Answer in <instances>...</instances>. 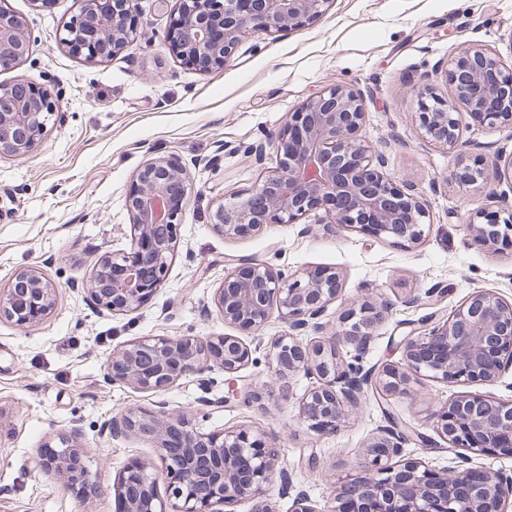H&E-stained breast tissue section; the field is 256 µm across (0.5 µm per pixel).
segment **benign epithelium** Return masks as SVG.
I'll return each instance as SVG.
<instances>
[{
  "instance_id": "benign-epithelium-1",
  "label": "benign epithelium",
  "mask_w": 512,
  "mask_h": 512,
  "mask_svg": "<svg viewBox=\"0 0 512 512\" xmlns=\"http://www.w3.org/2000/svg\"><path fill=\"white\" fill-rule=\"evenodd\" d=\"M168 15L165 37L185 66L209 71L226 64L249 34L278 37L320 19L333 0H178ZM143 22L134 0H86L81 12L62 26L60 41L89 61L110 58L141 36ZM29 36L24 20L0 6V67L24 59ZM461 107L435 96L420 98L421 135L456 147L470 118L489 128L512 127V68L491 53L473 48L446 68ZM54 112L48 88L25 81L0 86V154L31 152L47 131ZM365 120L362 94L333 83L288 116L272 142L276 167L245 198L220 203L213 227L224 236L249 237L269 224H295L314 217L329 231L351 230L394 242L417 244L426 233L429 212L413 186L384 172V159L358 139ZM500 160L476 157L461 178L489 182ZM191 189L185 165L176 157L158 158L137 171L126 197L131 219L129 250L106 256L90 278L91 301L115 314L138 309L162 286L176 249L183 201ZM472 243L496 251L512 244V205L467 224ZM335 271L306 270L286 275L256 260L238 263L224 277L214 303L224 323L246 334L259 332L277 316L288 334L274 342L280 375L304 371L317 383L302 398L300 417L321 433H333L347 403L368 391L385 397L406 389L409 373L444 383L491 385L512 371V301L489 290L473 292L449 316L433 318L403 340L405 367L365 370L340 361L344 347L370 349L374 322L383 311L365 305L349 314V326L322 320L339 292ZM56 288L36 269L17 273L0 289V318L28 327L46 318ZM309 333L314 341L304 344ZM252 362L251 346L236 335L146 336L112 352L105 380L162 393L182 378H200L218 367L229 375L228 391H239L237 376ZM112 438L152 436L168 482V497L157 494V478L146 463H133L119 475L124 512H233L242 501L252 512H274L269 490L289 483L280 455L265 436L244 429L202 433L183 413L165 407L130 410L104 423ZM437 431L456 452L457 465L439 472L422 462L394 465L416 432L395 419L361 455L365 475L339 485L336 505L326 512H512V475L488 471L474 457L512 455V401L465 392L437 411ZM73 425L59 437V450L40 467L63 478L83 499L97 489Z\"/></svg>"
}]
</instances>
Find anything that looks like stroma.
<instances>
[{
	"mask_svg": "<svg viewBox=\"0 0 512 512\" xmlns=\"http://www.w3.org/2000/svg\"><path fill=\"white\" fill-rule=\"evenodd\" d=\"M0 2L26 22L30 37L27 58L0 67V85L19 79L48 85L55 101L37 150L0 155V289L30 267L57 289L40 324L21 329L0 319V512H117L123 468L135 460L157 471L162 465L150 439H113L100 427L113 415L160 402L189 413L200 432L250 429L280 448L293 485L272 488L276 512H291L300 491L326 512L336 482L357 474L359 454L388 416L437 437L434 414L461 388L421 375L387 402L369 396L347 408L335 433L311 430L299 404L314 381L277 374L273 342L288 326L276 317L245 338L257 348L243 371L253 399L226 401L219 369L207 388L187 377L159 395L106 384L104 375L113 350L138 338L227 333L213 297L242 259L286 273L318 267L339 273L340 291L325 312L333 324L364 302H391L361 360L366 367L401 363V340L432 311L429 288H444L445 314L477 290L511 299L512 252L471 245L466 226L488 208L490 192L512 203V180L466 185L457 174L474 157L512 155V127L464 126L461 146L449 149L420 136L418 96L431 92L454 101L445 68L466 48L512 63V0H334L301 30L249 35L224 68L209 72L183 66L170 51L167 14L156 0H137L146 24L137 43L96 62L60 42L82 0H52L42 9L34 0ZM335 82L363 95L360 136L383 151L387 173L423 196L430 228L422 243L328 234L318 224L309 232L299 224H271L247 238L215 232L216 205L245 197L276 165L274 153L258 159L247 155V146L275 137L290 112ZM169 155L186 164L192 190L164 284L133 313L94 308L85 286L95 264L129 246L130 183L145 161ZM411 295L417 303L405 306ZM204 394L212 405H200ZM75 423L103 489L91 500L75 497L38 465L44 444Z\"/></svg>",
	"mask_w": 512,
	"mask_h": 512,
	"instance_id": "35a3bbf8",
	"label": "stroma"
}]
</instances>
